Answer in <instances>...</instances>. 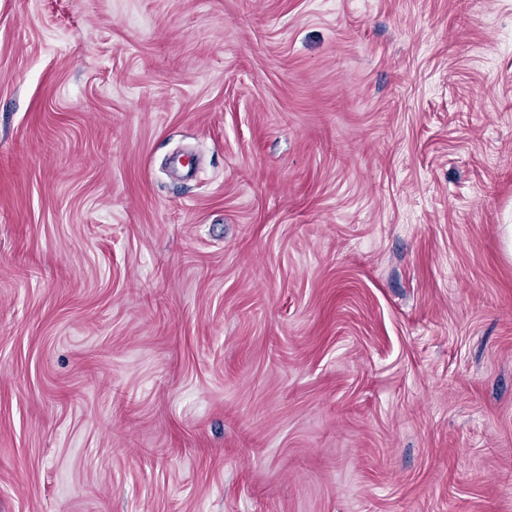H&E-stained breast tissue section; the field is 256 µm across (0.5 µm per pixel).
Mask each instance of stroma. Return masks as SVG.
<instances>
[{
    "label": "stroma",
    "instance_id": "stroma-1",
    "mask_svg": "<svg viewBox=\"0 0 512 512\" xmlns=\"http://www.w3.org/2000/svg\"><path fill=\"white\" fill-rule=\"evenodd\" d=\"M512 0H0V512H512Z\"/></svg>",
    "mask_w": 512,
    "mask_h": 512
}]
</instances>
